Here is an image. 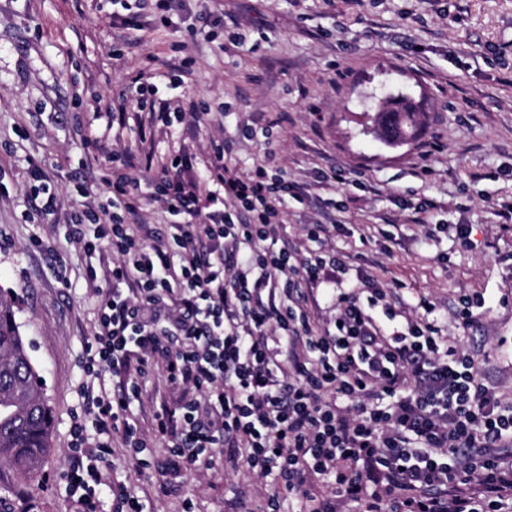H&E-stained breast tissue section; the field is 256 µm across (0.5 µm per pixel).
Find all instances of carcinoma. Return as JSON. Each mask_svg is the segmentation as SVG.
I'll return each mask as SVG.
<instances>
[{"label":"carcinoma","instance_id":"carcinoma-1","mask_svg":"<svg viewBox=\"0 0 512 512\" xmlns=\"http://www.w3.org/2000/svg\"><path fill=\"white\" fill-rule=\"evenodd\" d=\"M16 303L15 295H0V468L23 479L42 469L53 415L16 321Z\"/></svg>","mask_w":512,"mask_h":512}]
</instances>
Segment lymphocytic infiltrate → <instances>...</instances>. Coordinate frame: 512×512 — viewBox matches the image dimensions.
<instances>
[{
  "mask_svg": "<svg viewBox=\"0 0 512 512\" xmlns=\"http://www.w3.org/2000/svg\"><path fill=\"white\" fill-rule=\"evenodd\" d=\"M113 2V24L133 31L144 7L164 28L182 8ZM148 91L135 89L139 139L158 123L198 121L194 99L173 110L148 103ZM111 161L110 205L86 207L68 227L87 281L111 287L82 359L101 384L87 397L93 448L73 422L67 489L81 512H102L104 495L109 512H142L123 484L99 474L117 435L141 468L169 479L230 453L301 495L304 512H512V399L485 387L470 353L448 344L429 299L424 317L402 318L365 271L355 272L364 295L343 290L345 256L279 243L285 201L302 195L285 171H239L220 144L196 178L195 157L181 150L159 168L124 152ZM150 202L173 218L168 240L144 238L137 216ZM327 271L340 289L335 328L322 331L295 281L316 286ZM158 369L180 395L152 407L151 434L168 448L155 464L143 457L132 406ZM316 478L327 493L314 490Z\"/></svg>",
  "mask_w": 512,
  "mask_h": 512,
  "instance_id": "1",
  "label": "lymphocytic infiltrate"
}]
</instances>
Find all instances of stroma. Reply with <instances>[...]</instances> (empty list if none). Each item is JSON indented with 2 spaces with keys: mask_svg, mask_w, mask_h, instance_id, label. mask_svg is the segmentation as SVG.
<instances>
[{
  "mask_svg": "<svg viewBox=\"0 0 512 512\" xmlns=\"http://www.w3.org/2000/svg\"><path fill=\"white\" fill-rule=\"evenodd\" d=\"M209 12L220 26H203ZM175 21L176 32L146 29L131 46L108 0H0V288L19 297L16 320L54 418L41 473L19 484L5 476L0 512H75L66 493L71 416L90 382L79 359L105 295L88 285L84 252L66 230L85 200L79 182L92 201L112 195L89 163V140L105 137L110 151L139 146L129 129L97 118L130 108L138 79L171 107L189 96L201 103L196 124L155 128V165L221 139L240 170L282 168L305 194L286 202L282 232L297 245L307 224L331 215L325 202H336L344 229L322 251L350 255L411 316L421 315V298L434 302L481 381L512 394V228L499 215L512 204V0H186ZM191 25L199 32L189 39ZM184 60L192 72L173 87L170 71ZM397 94L430 115L412 147H388L370 130ZM248 125L261 129L250 140ZM433 141L425 174L420 158ZM34 159L55 196L44 214L33 208ZM335 168L345 183L329 181ZM442 224L471 225L469 244L439 232ZM474 292L487 310L465 329L454 312ZM101 472L143 512H180L187 497L197 512H240L241 497L274 490L226 457L164 488L123 449Z\"/></svg>",
  "mask_w": 512,
  "mask_h": 512,
  "instance_id": "1",
  "label": "stroma"
}]
</instances>
